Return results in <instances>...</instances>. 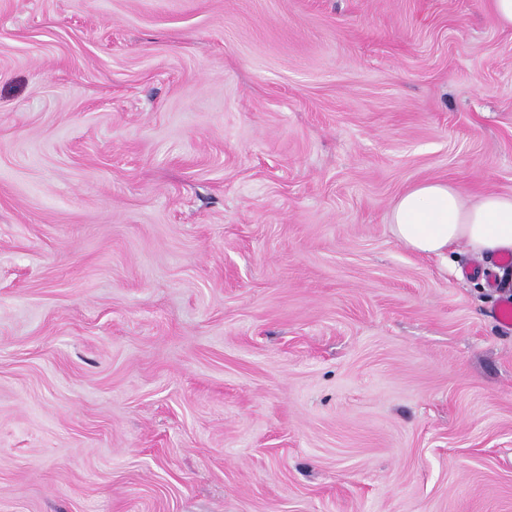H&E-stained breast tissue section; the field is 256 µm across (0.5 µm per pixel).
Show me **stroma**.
Wrapping results in <instances>:
<instances>
[{
    "label": "stroma",
    "instance_id": "obj_1",
    "mask_svg": "<svg viewBox=\"0 0 512 512\" xmlns=\"http://www.w3.org/2000/svg\"><path fill=\"white\" fill-rule=\"evenodd\" d=\"M491 0H0V512H512ZM389 221L395 237L421 256L447 259L460 243L489 257L512 251V194L487 191L473 201L455 184L425 181L398 197Z\"/></svg>",
    "mask_w": 512,
    "mask_h": 512
}]
</instances>
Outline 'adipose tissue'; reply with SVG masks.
<instances>
[{"label":"adipose tissue","instance_id":"ef3b65f1","mask_svg":"<svg viewBox=\"0 0 512 512\" xmlns=\"http://www.w3.org/2000/svg\"><path fill=\"white\" fill-rule=\"evenodd\" d=\"M389 221L395 237L421 256L444 258L460 243L490 257L512 251V194L488 191L473 200L455 184L425 181L398 197Z\"/></svg>","mask_w":512,"mask_h":512}]
</instances>
